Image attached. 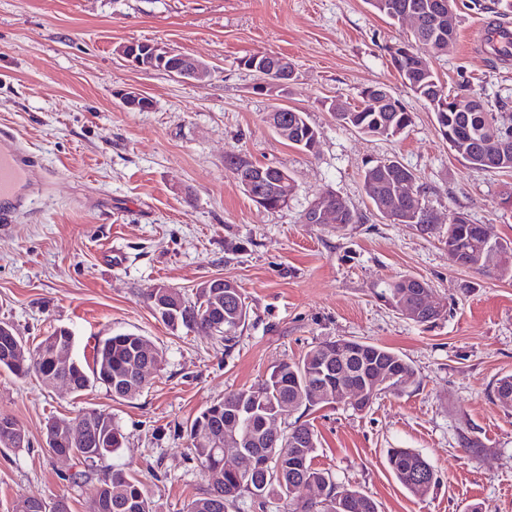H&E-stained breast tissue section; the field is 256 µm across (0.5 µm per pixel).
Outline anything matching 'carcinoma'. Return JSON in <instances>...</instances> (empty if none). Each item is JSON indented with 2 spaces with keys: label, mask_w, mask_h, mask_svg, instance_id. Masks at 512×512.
I'll list each match as a JSON object with an SVG mask.
<instances>
[{
  "label": "carcinoma",
  "mask_w": 512,
  "mask_h": 512,
  "mask_svg": "<svg viewBox=\"0 0 512 512\" xmlns=\"http://www.w3.org/2000/svg\"><path fill=\"white\" fill-rule=\"evenodd\" d=\"M371 8L396 22L393 6L410 7L418 15L417 27L410 40L415 54L398 60L394 69L402 84L419 98H424L426 83L440 88L447 109L439 112L430 107L438 128L458 131L467 137L474 163L482 170L507 172L512 164L494 165L495 151L501 138L512 137V115L496 112L492 104L475 92L450 94L440 82L431 66V57L438 53L436 43L443 33L457 35L455 0H367ZM492 50L499 57L512 56V34L506 29L495 32ZM475 99L477 112H454L452 107L459 98ZM336 121L372 136L389 138L397 126L412 123L409 112L399 99L389 109L379 108L374 99L363 96L361 105L349 112L335 113ZM316 128L305 114L297 113L288 123V142L302 150L315 137ZM407 171V167L392 159L369 166L363 176L366 196L376 211L394 205L389 196L391 176ZM448 260L452 265L488 273L499 279L512 280V243L496 242L495 255H488V247L466 224H450L445 238ZM430 290L429 283L415 276H403L381 293L391 304L398 294L408 292L410 297L422 299ZM151 305L161 308L162 320L173 329L185 328L191 332L216 335L224 340V350H231L238 334L249 318L248 304L239 288H205L198 286L195 299L185 298L175 288L161 287L149 297ZM61 348L73 347L69 334L55 330L35 346L19 336L7 322H0V370L18 377L35 375L52 386L61 377L49 340ZM146 337L132 333H115L96 340L93 362L85 365L72 359L66 373L73 391L81 393L100 384L107 386L127 381L132 390L125 398L138 395L146 383L135 379L139 368L138 346ZM354 349L341 379L351 385L366 382L372 398L401 387L386 376L402 373L408 383L415 382L413 366L398 352L372 342L347 340ZM331 360H336V342H321L295 360L275 366L265 379L230 392L197 416L188 432L189 448L200 466L207 471H218L223 480L211 484L187 505L186 512H226L227 506L247 495L259 502L274 496L284 504V512H379L376 501L358 488L339 489L333 474L313 467L312 454L317 444L314 429L306 421L295 420L288 433L273 437L267 433L265 420L272 413L290 416L300 409L311 410L334 402L331 382L321 371ZM493 397L504 409L512 410V374L495 380ZM88 426V437L83 444L71 443L62 429L45 435L46 452L58 456L69 454L92 469L118 450L124 436L112 421V414L103 409H88L79 413ZM9 427L0 426V447L20 448L28 443L25 428L14 418L0 416ZM237 425L240 448L237 456L224 458V426ZM294 440L293 455L281 458L279 448L283 442ZM391 473L400 485L415 497H423L436 484L438 477L433 466L418 452L410 448H391L387 453ZM90 512H153L151 500L140 482L122 469H110L99 479L91 498Z\"/></svg>",
  "instance_id": "carcinoma-1"
}]
</instances>
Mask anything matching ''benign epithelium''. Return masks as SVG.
Segmentation results:
<instances>
[{
  "label": "benign epithelium",
  "mask_w": 512,
  "mask_h": 512,
  "mask_svg": "<svg viewBox=\"0 0 512 512\" xmlns=\"http://www.w3.org/2000/svg\"><path fill=\"white\" fill-rule=\"evenodd\" d=\"M120 55L132 62L133 65L145 69L163 71L179 79L199 82L210 74L208 63L192 57H182L176 52L158 44L149 42H129L119 46ZM266 56H253L249 58V68L266 74V83L263 89L274 93L286 85V81L278 79L270 73H265L263 65ZM119 100L124 108L131 111H147L152 108L151 100L141 93L124 89L118 93ZM290 114L288 109L281 106L275 107L267 114V120L275 131L285 136L288 134V121ZM234 175L240 185L244 188L252 201L263 209H277L288 203V175L280 172V175L273 180H268L264 171L257 169L245 161L234 170ZM416 180L409 174H397L391 180L392 201L401 206L402 210L394 207L383 209L385 218L402 223L415 221L420 216L421 198L419 190L415 188ZM343 199L324 193L312 204L305 214L307 224H335L338 217V204ZM396 310L405 318L417 321L420 314L431 315L436 312V307L431 303H425L422 308H416L413 301L406 296L397 298ZM333 398L336 400L346 399L354 406L360 407L367 402L366 388H357L341 380H336L333 390Z\"/></svg>",
  "instance_id": "benign-epithelium-1"
}]
</instances>
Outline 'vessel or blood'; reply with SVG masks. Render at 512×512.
Wrapping results in <instances>:
<instances>
[{
	"instance_id": "vessel-or-blood-1",
	"label": "vessel or blood",
	"mask_w": 512,
	"mask_h": 512,
	"mask_svg": "<svg viewBox=\"0 0 512 512\" xmlns=\"http://www.w3.org/2000/svg\"><path fill=\"white\" fill-rule=\"evenodd\" d=\"M30 156L10 130L0 131V223H12L18 209L33 194L45 190V183L29 177Z\"/></svg>"
}]
</instances>
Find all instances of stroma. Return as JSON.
<instances>
[{"instance_id":"35a3bbf8","label":"stroma","mask_w":512,"mask_h":512,"mask_svg":"<svg viewBox=\"0 0 512 512\" xmlns=\"http://www.w3.org/2000/svg\"><path fill=\"white\" fill-rule=\"evenodd\" d=\"M511 1L456 0L457 37L432 60L448 89L471 86L506 112L512 59H498L487 39L494 22L512 23ZM409 32L366 0H0V126L31 150L33 179L54 178L0 234V321L37 341L66 329L85 363L96 339L116 331L146 336L163 354L131 399L0 372V415L29 437L0 448V512L29 496L63 497L69 512H88L92 484L71 482L75 462L47 454L44 432L48 418L91 408L109 411L125 435L106 465L134 474L153 512H184L211 482L188 447L194 418L338 338L398 351L416 380L362 411L338 401L305 412L318 436L315 467L365 490L381 512H512V411L491 392L512 374V281L452 266L441 240L455 210L512 240V172L471 168L449 150L427 104L391 65L389 46ZM132 41L207 61L212 75L195 83L138 68L117 52ZM265 53L288 56L296 71L270 95L244 64ZM372 86L410 112L400 136L340 126L330 112L336 100L360 105ZM126 88L151 109H125L117 93ZM276 106L305 113L315 151L277 135L265 120ZM231 154L286 171L287 206L259 208L225 168ZM385 158L415 174L438 218L432 232L373 211L363 174ZM327 191L357 223H305ZM108 249L117 261L105 260ZM404 275L430 283L441 318L415 323L382 298ZM213 278L236 283L250 305L230 350L220 338L171 330L148 301L162 286L193 297ZM465 436L478 447H462ZM391 448L414 449L434 467L438 482L426 496L394 479Z\"/></svg>"}]
</instances>
